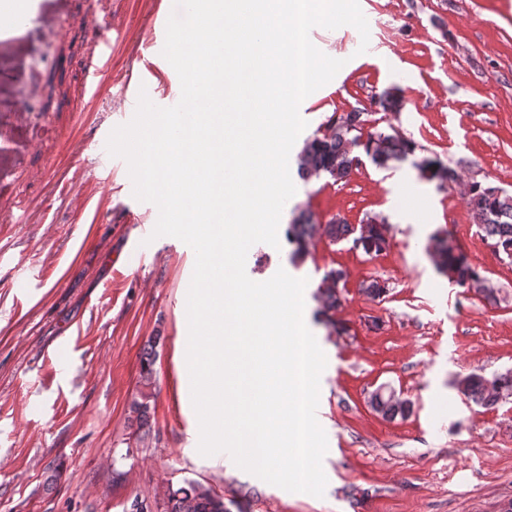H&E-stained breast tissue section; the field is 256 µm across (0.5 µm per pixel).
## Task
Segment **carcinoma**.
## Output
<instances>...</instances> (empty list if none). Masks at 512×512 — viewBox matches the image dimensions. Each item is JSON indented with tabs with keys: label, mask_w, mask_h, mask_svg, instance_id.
Wrapping results in <instances>:
<instances>
[{
	"label": "carcinoma",
	"mask_w": 512,
	"mask_h": 512,
	"mask_svg": "<svg viewBox=\"0 0 512 512\" xmlns=\"http://www.w3.org/2000/svg\"><path fill=\"white\" fill-rule=\"evenodd\" d=\"M366 119L361 112H346L332 117L326 124V131L305 140L297 154L298 176L307 181L322 174L334 181L346 180L352 172L356 159L354 148L361 146L364 152L380 168H388L416 150V145L398 135L383 132H368L361 139ZM421 174L436 180L440 185L456 181V173L436 158H425L420 166ZM468 204L474 223L493 240L495 249L512 259V194L497 187L484 186L478 182L469 185ZM330 241H352V247L367 255H379L390 246V226L385 221L371 219L357 230L335 218L316 225L312 214L300 209L287 224L285 232L288 244L292 246L293 261H302L308 253V242L315 231ZM439 270L448 275L458 287L468 290L483 281L478 265L459 250L447 237L435 239ZM346 279L342 269L331 268L324 273L317 295L320 303L319 315L325 324L336 327L335 313L340 298L336 288ZM160 337L153 336L147 342L140 357V385L130 403V421L142 429L148 424L152 387L155 381V347ZM466 396L476 403L491 405L512 395V373L501 374L493 383L481 374L468 377ZM372 409L385 417L405 415L409 411L406 402L391 392L375 391L370 398ZM163 512H228L224 498L214 494L197 481L186 480L176 488H169L164 501Z\"/></svg>",
	"instance_id": "cac0c4a2"
}]
</instances>
